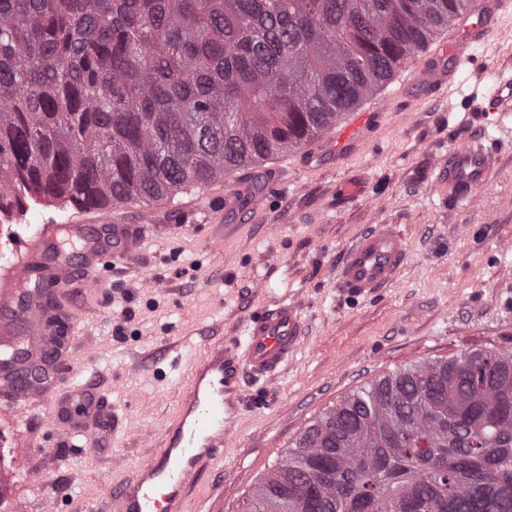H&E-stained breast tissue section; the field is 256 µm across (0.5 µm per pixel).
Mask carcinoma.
<instances>
[{
  "label": "carcinoma",
  "instance_id": "cac0c4a2",
  "mask_svg": "<svg viewBox=\"0 0 512 512\" xmlns=\"http://www.w3.org/2000/svg\"><path fill=\"white\" fill-rule=\"evenodd\" d=\"M471 2L0 0V218L145 208L300 150ZM243 512H512V353L358 390Z\"/></svg>",
  "mask_w": 512,
  "mask_h": 512
}]
</instances>
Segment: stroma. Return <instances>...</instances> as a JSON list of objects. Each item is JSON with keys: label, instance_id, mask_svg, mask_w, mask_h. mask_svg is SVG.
<instances>
[{"label": "stroma", "instance_id": "obj_1", "mask_svg": "<svg viewBox=\"0 0 512 512\" xmlns=\"http://www.w3.org/2000/svg\"><path fill=\"white\" fill-rule=\"evenodd\" d=\"M511 72L506 15L448 89L374 96L382 121L343 167L307 170L302 149L268 161L275 189L260 220L242 225L225 211L222 179L154 206L155 232L132 264L102 266L107 306L79 324L97 351L91 381L120 415V430L84 454L62 446L45 404L0 402L4 447L23 448L0 476L7 512H41L47 497L55 512H73L76 500L106 512L108 487L146 458L177 410L183 372L159 374L157 353L184 338H243L249 318L283 300L300 305L301 343L274 381L241 376L223 459L203 466L192 512L213 504L241 512L308 426L375 380L470 351L512 352V112L485 110L498 76ZM474 139L497 157L487 184L470 200H443L431 187L437 164ZM218 217L234 227L219 261L204 248ZM83 219L55 200L28 203L0 223V272L42 225ZM379 224L400 229L405 267L394 284L348 297L338 266Z\"/></svg>", "mask_w": 512, "mask_h": 512}]
</instances>
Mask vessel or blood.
<instances>
[{
    "instance_id": "1",
    "label": "vessel or blood",
    "mask_w": 512,
    "mask_h": 512,
    "mask_svg": "<svg viewBox=\"0 0 512 512\" xmlns=\"http://www.w3.org/2000/svg\"><path fill=\"white\" fill-rule=\"evenodd\" d=\"M507 7V0H473L449 36L442 59L407 66L405 88L423 92L447 88L456 70L468 62L473 46L488 38ZM490 103L500 112L512 110V75L500 78ZM381 118L375 107L350 112L308 156V166L342 163L371 138ZM494 163L493 154L482 144L467 142L449 150L436 168L432 186L449 200L467 199L487 183ZM265 196V191H257L244 202L233 191L225 195L224 206L238 210L250 222L260 212ZM151 230L148 224L112 223L107 211L99 213L93 225L47 224L35 245L18 257L22 276L0 280V350L22 349L26 362L45 359L52 377L46 384L18 385L14 363L5 359L0 361V387L13 401L48 404L52 417L64 421L61 431L67 445L92 448L101 435L112 434V405L102 392L90 391L80 380L84 358L93 355L80 337L50 344L44 294L49 291L60 299L61 311L70 317L78 314L70 304L76 295L95 299L97 308H105L98 259L106 254L113 264L129 263ZM405 261L400 232L391 224L377 225L359 235L347 250L339 268L340 286L353 297L387 287L395 282ZM36 264L43 279L40 292L30 288L27 277ZM302 334L298 304L282 301L251 319L244 342L227 346L220 340L210 341L194 354L176 415L164 428L160 443L128 478L109 488L111 512H188V495L202 464L224 453L229 389L245 372L258 380L275 378Z\"/></svg>"
}]
</instances>
